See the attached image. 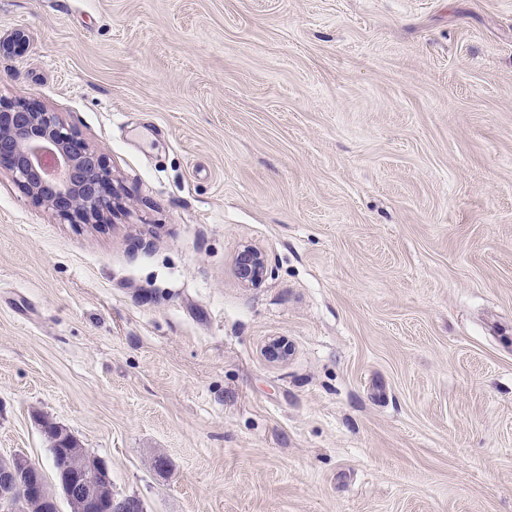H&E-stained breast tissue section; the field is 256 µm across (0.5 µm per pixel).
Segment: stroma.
Masks as SVG:
<instances>
[{
	"instance_id": "1",
	"label": "stroma",
	"mask_w": 512,
	"mask_h": 512,
	"mask_svg": "<svg viewBox=\"0 0 512 512\" xmlns=\"http://www.w3.org/2000/svg\"><path fill=\"white\" fill-rule=\"evenodd\" d=\"M17 31L0 99L121 208L0 171V456L54 482L45 416L145 512H512V0H0ZM0 170L70 224H104L116 188L106 154L36 101L0 99ZM266 272V261L260 250L245 247L236 259V274L239 280L246 285L259 284Z\"/></svg>"
}]
</instances>
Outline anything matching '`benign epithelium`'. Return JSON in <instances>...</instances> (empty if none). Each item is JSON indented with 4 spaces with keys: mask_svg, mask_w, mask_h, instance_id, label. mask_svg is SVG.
<instances>
[{
    "mask_svg": "<svg viewBox=\"0 0 512 512\" xmlns=\"http://www.w3.org/2000/svg\"><path fill=\"white\" fill-rule=\"evenodd\" d=\"M27 43L17 31L0 38V53H21ZM0 170L35 203L70 224H104L105 214L113 211L116 188L106 154L36 101L0 99ZM265 272L260 250L246 247L238 254L242 283L257 285ZM53 465L58 478L51 485L24 454L0 458V512H55L59 492L72 512H141L137 499H115L107 462L87 454L71 437L55 449Z\"/></svg>",
    "mask_w": 512,
    "mask_h": 512,
    "instance_id": "7a95c632",
    "label": "benign epithelium"
}]
</instances>
